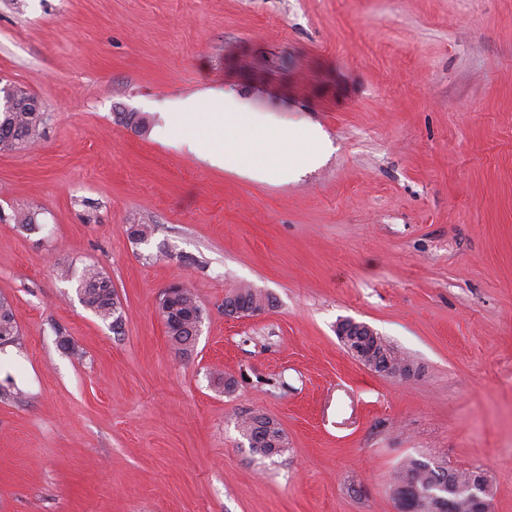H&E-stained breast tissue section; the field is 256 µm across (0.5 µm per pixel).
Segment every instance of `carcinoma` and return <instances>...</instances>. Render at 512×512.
<instances>
[{
    "label": "carcinoma",
    "instance_id": "obj_1",
    "mask_svg": "<svg viewBox=\"0 0 512 512\" xmlns=\"http://www.w3.org/2000/svg\"><path fill=\"white\" fill-rule=\"evenodd\" d=\"M45 113L26 112L13 108L0 111V151L8 152L24 143L34 142ZM77 294L81 303L103 321H111L112 328L122 325L123 313L112 290V282L93 266L83 269L79 276ZM224 302L236 303L249 308L261 309L270 306L268 296L251 288H239L231 292ZM160 311L165 321L166 332L171 343L182 354H190L195 345L191 338L189 316L202 313L194 294L186 286L181 293L169 301L161 302ZM18 335V325L12 306L0 300V343L10 342ZM374 355L383 363L397 370L406 359L397 354L385 340ZM237 425L247 440L250 451L262 457L282 456L285 447L284 431L273 418L260 414L238 418ZM478 469L452 468L446 463L430 462L422 458L408 457L395 470L393 476L394 495L404 512H448V499L459 504L458 512H489V507L478 508L470 497V488L478 481Z\"/></svg>",
    "mask_w": 512,
    "mask_h": 512
}]
</instances>
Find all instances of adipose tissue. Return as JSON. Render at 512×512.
<instances>
[{
	"label": "adipose tissue",
	"instance_id": "ef3b65f1",
	"mask_svg": "<svg viewBox=\"0 0 512 512\" xmlns=\"http://www.w3.org/2000/svg\"><path fill=\"white\" fill-rule=\"evenodd\" d=\"M176 113L199 112L222 134L221 144L188 138L190 150L211 164L256 181L291 182L323 158L327 135L316 127L282 131L271 116L248 109L233 94L213 98L206 93L180 100Z\"/></svg>",
	"mask_w": 512,
	"mask_h": 512
}]
</instances>
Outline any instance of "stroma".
I'll use <instances>...</instances> for the list:
<instances>
[{
    "mask_svg": "<svg viewBox=\"0 0 512 512\" xmlns=\"http://www.w3.org/2000/svg\"><path fill=\"white\" fill-rule=\"evenodd\" d=\"M0 85L47 116L0 152V512H398L411 456L512 512V0H0ZM210 90L328 154L285 184L212 166L201 114L166 121ZM89 264L120 329L76 294ZM173 284L205 311L188 356ZM237 288L272 307L225 316ZM345 320L418 374L370 371ZM245 410L288 453H251ZM179 288L182 291L176 294ZM165 296L166 299L174 296L169 301H163V296V302H161L160 306L167 335L180 353L188 355L194 349L195 339L200 334L202 324V321H198L193 325L192 335L194 338H191L189 316L191 313H202V317H204V309L198 304L191 290L184 285H176L166 289ZM18 335V325L12 306L5 300H0V343L10 342ZM337 335L340 336L348 352L362 364L365 362L364 357L371 355L373 352L375 357L381 355L380 360L383 363L386 364L389 361L391 370H398L402 363L409 362L408 357H406L408 359L401 357L403 356L402 354L389 345L381 336H378L367 324L348 320L337 327ZM376 336L379 337L380 344ZM364 365L371 371L379 374L375 371L374 362H366ZM413 373L414 368L409 365L393 372L390 377L403 379L411 376Z\"/></svg>",
    "mask_w": 512,
    "mask_h": 512,
    "instance_id": "35a3bbf8",
    "label": "stroma"
}]
</instances>
